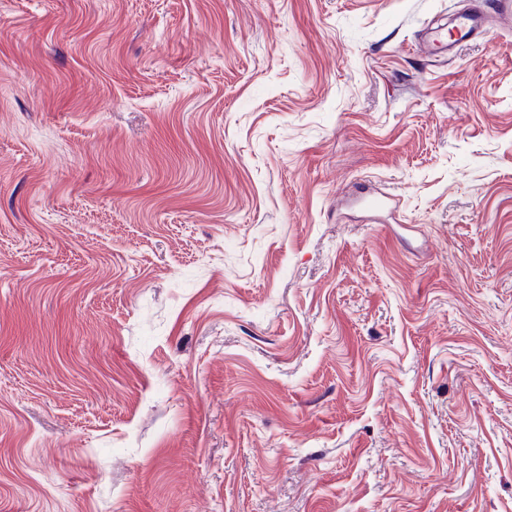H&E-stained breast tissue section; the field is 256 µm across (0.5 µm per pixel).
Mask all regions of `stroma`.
<instances>
[{"label":"stroma","instance_id":"1","mask_svg":"<svg viewBox=\"0 0 512 512\" xmlns=\"http://www.w3.org/2000/svg\"><path fill=\"white\" fill-rule=\"evenodd\" d=\"M0 512H512L494 0H0Z\"/></svg>","mask_w":512,"mask_h":512}]
</instances>
